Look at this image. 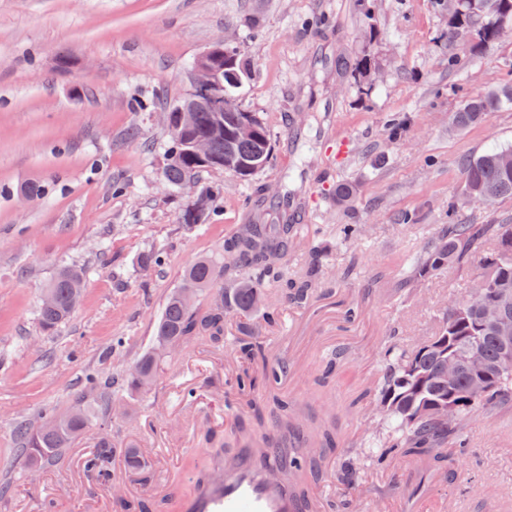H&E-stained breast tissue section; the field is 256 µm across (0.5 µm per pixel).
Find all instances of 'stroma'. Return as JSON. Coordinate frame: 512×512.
<instances>
[{"label": "stroma", "mask_w": 512, "mask_h": 512, "mask_svg": "<svg viewBox=\"0 0 512 512\" xmlns=\"http://www.w3.org/2000/svg\"><path fill=\"white\" fill-rule=\"evenodd\" d=\"M218 39L248 56L239 100L266 116L275 147L249 180L203 174L221 192L218 207L187 226L178 219L187 195L162 177L158 99L186 96L189 67ZM465 43L449 42L435 0H374L369 18L358 0H0V512H119L121 498L164 500L172 480L206 465L207 448L229 456L238 433L273 435L282 396L340 431L335 447L314 451L313 499L343 493L375 512L378 485L389 512H425L445 496L457 512H498V497H512V444L498 438L512 408L476 413L469 451L446 474L396 473L377 456L390 429L373 395L387 364L434 334L482 257L413 282L409 266L444 232L449 205L466 223L485 216L462 193L460 160L512 144L511 107L448 129L461 96L512 83V35L479 56ZM452 52L463 57L453 73ZM362 54L374 81L337 70V57ZM62 55L75 66L59 69ZM393 117L403 122L396 134ZM27 184L38 193L22 197ZM343 185L353 191L346 202L336 196ZM296 207L305 220L282 274L309 281V296L296 304L270 283L265 303L279 324L251 318L263 359L287 377H258L240 399L224 370L232 339L203 338L165 354L152 385L129 394L122 372L149 348L185 268L221 250L238 225L287 223ZM405 212L413 223H402ZM345 224L363 235L342 239ZM156 246L163 265L141 266ZM67 266L87 271L82 299L66 323L43 329L42 295ZM88 373L100 378L91 393ZM86 397L96 425L53 463L25 456L18 424ZM103 438L114 446L107 483L84 465ZM149 438L146 468L132 471L125 449Z\"/></svg>", "instance_id": "obj_1"}]
</instances>
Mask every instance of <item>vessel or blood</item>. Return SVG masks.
Listing matches in <instances>:
<instances>
[{
	"label": "vessel or blood",
	"instance_id": "vessel-or-blood-1",
	"mask_svg": "<svg viewBox=\"0 0 512 512\" xmlns=\"http://www.w3.org/2000/svg\"><path fill=\"white\" fill-rule=\"evenodd\" d=\"M214 463L222 468V476L196 472L189 491L178 499L179 512H309V502L295 488L271 479L278 465L274 452L261 459L255 448L246 447L236 458L218 457Z\"/></svg>",
	"mask_w": 512,
	"mask_h": 512
}]
</instances>
